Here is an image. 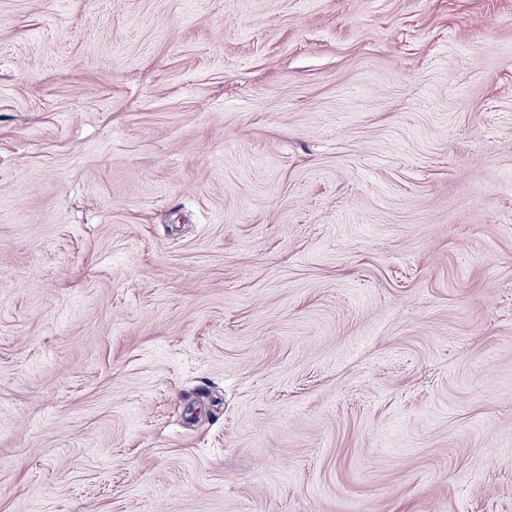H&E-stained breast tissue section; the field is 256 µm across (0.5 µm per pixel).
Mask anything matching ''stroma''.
Listing matches in <instances>:
<instances>
[{"label": "stroma", "mask_w": 512, "mask_h": 512, "mask_svg": "<svg viewBox=\"0 0 512 512\" xmlns=\"http://www.w3.org/2000/svg\"><path fill=\"white\" fill-rule=\"evenodd\" d=\"M0 512H512V0H0Z\"/></svg>", "instance_id": "35a3bbf8"}]
</instances>
